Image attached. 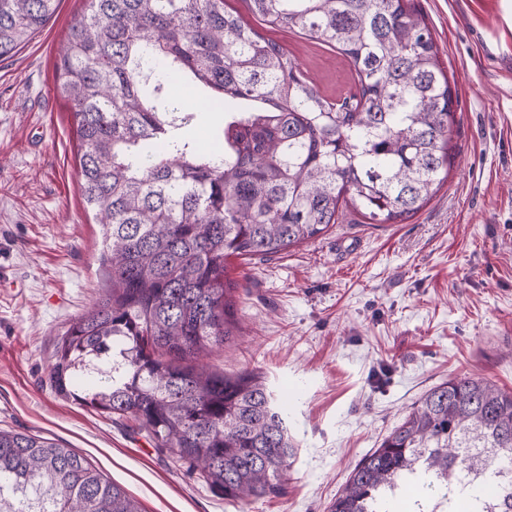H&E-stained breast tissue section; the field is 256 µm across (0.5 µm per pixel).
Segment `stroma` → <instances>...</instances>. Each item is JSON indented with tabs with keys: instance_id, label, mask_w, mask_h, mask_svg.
<instances>
[{
	"instance_id": "1",
	"label": "stroma",
	"mask_w": 512,
	"mask_h": 512,
	"mask_svg": "<svg viewBox=\"0 0 512 512\" xmlns=\"http://www.w3.org/2000/svg\"><path fill=\"white\" fill-rule=\"evenodd\" d=\"M333 100L348 60L251 17ZM455 103L454 168L413 217L338 224L269 260H231L240 336L207 359L289 391L297 454L284 493L250 512H327L354 465L433 387L480 373L512 390V0H417ZM85 8L61 0L45 29L0 59V428L61 442L143 512H240L134 422L59 395L56 344L104 297L102 232L82 202L76 124L55 63Z\"/></svg>"
}]
</instances>
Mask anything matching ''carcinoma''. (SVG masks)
Masks as SVG:
<instances>
[{
	"instance_id": "obj_1",
	"label": "carcinoma",
	"mask_w": 512,
	"mask_h": 512,
	"mask_svg": "<svg viewBox=\"0 0 512 512\" xmlns=\"http://www.w3.org/2000/svg\"><path fill=\"white\" fill-rule=\"evenodd\" d=\"M55 64L80 140L81 192L103 229L109 293L57 343L56 392L132 419L154 447L248 512L284 490L296 446L265 379L200 359L238 335L231 258L272 257L325 232L351 203L404 221L454 163L448 75L415 0H246L353 66L335 103L283 47L224 0H87ZM60 0H0V59L40 33ZM181 82L223 114L204 148L171 104ZM512 458V391L479 373L430 389L351 470L327 512H512L470 486ZM0 512H142L87 458L0 430Z\"/></svg>"
}]
</instances>
